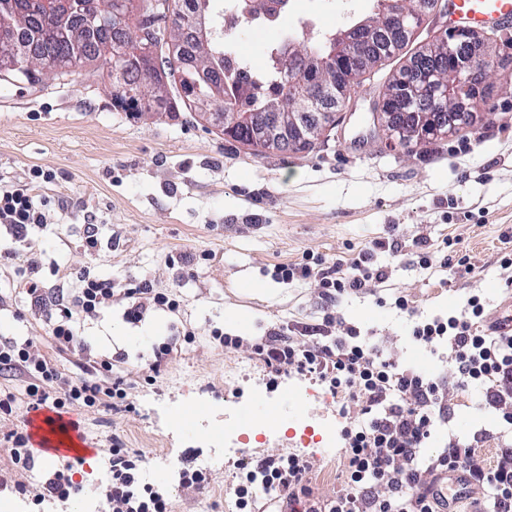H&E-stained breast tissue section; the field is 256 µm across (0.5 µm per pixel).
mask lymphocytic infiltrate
I'll use <instances>...</instances> for the list:
<instances>
[{
  "mask_svg": "<svg viewBox=\"0 0 512 512\" xmlns=\"http://www.w3.org/2000/svg\"><path fill=\"white\" fill-rule=\"evenodd\" d=\"M54 178L35 165L24 181L0 184V224L9 226L16 241L26 242L30 229L47 223V202L34 189ZM41 266L40 256L29 253L22 290L31 306L44 313L58 349L81 357V373L71 375L32 342L1 337L0 378L14 381L15 387L0 398V412L26 416L49 408L71 416L89 409L131 411L128 373L115 369L111 359L93 356L76 336L73 322L115 302L124 303L127 320L139 322L154 308L177 311L179 301L149 282L118 288L108 277L84 278L73 294L52 290L38 276ZM274 274L286 281L317 282L325 302L321 324L304 336L274 329L249 345L217 328L211 335L227 349L249 347L270 373L313 376L339 394L344 470L333 494L324 496L307 457L274 453L248 461L228 490L239 512H254L261 495L270 493L282 512H443L445 501L431 490L435 474L442 471L466 474L463 501L471 512H512V335L480 327V297L469 296L459 315L415 323L414 342L430 348L442 344L448 351L450 374H435L400 364L386 345L363 340L357 328L341 325L338 302L387 280L374 263L373 248L361 249L346 264L306 252L298 262L276 265ZM469 392L480 408L495 414L497 429L465 436L447 432L452 397ZM107 453L110 512H171L167 496L141 481L142 450L128 447L115 433ZM14 489L32 494L38 503L66 501L81 491L60 470L45 474L36 490L22 481Z\"/></svg>",
  "mask_w": 512,
  "mask_h": 512,
  "instance_id": "f902f5d3",
  "label": "lymphocytic infiltrate"
}]
</instances>
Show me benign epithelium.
I'll list each match as a JSON object with an SVG mask.
<instances>
[{"mask_svg":"<svg viewBox=\"0 0 512 512\" xmlns=\"http://www.w3.org/2000/svg\"><path fill=\"white\" fill-rule=\"evenodd\" d=\"M125 4L126 0H105V5L95 9L91 21L96 27L107 30L123 28L129 20ZM166 5L177 24L194 29L201 40H207L209 19L204 9L199 8L189 14L174 10L171 0ZM83 8L84 0H27V13L41 15L51 11L63 25L83 14ZM411 28L412 22L402 9V2L395 0L389 14L391 33L398 40ZM373 31V27L365 25L357 32L350 30L333 36L332 50L320 60L321 74L315 79L297 78L290 70L284 71L286 85L298 88L304 100L301 112H288L274 105L252 119L247 113L238 115V104L234 101L225 108L203 104L200 102L201 85L210 83V79L198 61L189 64L196 78L186 83V102L199 109V119L203 124L218 127L227 134H233L239 123L248 125L250 142L260 152L305 151L320 140L334 123L337 111L355 101L350 84L357 73L366 69L363 48ZM13 32V22L5 18L0 20V42L8 45L6 54L0 57V67H23L32 73L51 72L47 67L33 65V59L27 55L23 44L11 40ZM449 34L452 40L448 42V56L443 65L426 58L414 61L399 80L400 90L372 104L373 124L378 130L387 131L396 139L401 137L404 144L412 146L431 141L446 132L451 134L460 128H472L483 121V113L468 111V102L470 90L488 76V71L479 63L485 38L479 30L465 26H453ZM151 49L149 42L137 51L128 45L108 43L102 47L99 65L118 95L114 100L116 107L154 117L156 112L165 109V99L150 102L141 90L124 86V61L134 52L147 53ZM442 99L450 102L455 111H439Z\"/></svg>","mask_w":512,"mask_h":512,"instance_id":"7a95c632","label":"benign epithelium"}]
</instances>
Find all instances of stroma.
I'll use <instances>...</instances> for the list:
<instances>
[{"mask_svg":"<svg viewBox=\"0 0 512 512\" xmlns=\"http://www.w3.org/2000/svg\"><path fill=\"white\" fill-rule=\"evenodd\" d=\"M369 11V0H294L288 23L313 17L336 28L349 14ZM501 31L509 42L499 49L497 72L478 87L488 122L415 148L389 144L371 130L370 107L396 69L393 61L365 82L314 147L263 156L205 129L182 108L154 119L115 108L94 65L0 91V179L22 180L34 165L56 174L37 189L55 207L52 221L30 232L47 287L76 291L85 274L123 285L147 280L180 302L177 312L158 309L136 324L119 304L77 321L94 354L123 358L131 373L144 368L153 345L172 340L177 352L156 384H136L134 412L83 413L91 456L73 466L57 461L82 486L81 498L49 504L45 512H93L109 477L101 440L111 431L145 451L142 480L168 492L173 512H235L224 490L240 463L291 453L302 424L314 482L333 493L343 467L333 442L335 394L314 378L284 375L270 384L249 350H224L210 332L220 328L250 342L282 325L319 324L323 302L315 282L276 280L274 265L306 251L345 261L378 240L397 245L374 256L388 275L385 291L347 296L338 311L344 326L386 342L403 364H438L410 337L416 318L447 317L470 294L489 311L512 299L499 267L501 236L512 235V23ZM91 214L101 223L92 250L83 244ZM449 240L470 255L473 270L417 265V247L438 257ZM185 252L194 254L193 265L181 262ZM56 265L67 278L52 275ZM20 281L12 268L0 269V294L12 304L0 312V336L29 338L54 352L45 318L25 305ZM397 292L414 302L417 316L393 306ZM187 328L194 342L179 339ZM260 400L285 401L281 422L247 448L216 444L212 420ZM177 408L201 411L192 430L174 422ZM185 468L207 471L209 488L183 490Z\"/></svg>","mask_w":512,"mask_h":512,"instance_id":"35a3bbf8","label":"stroma"}]
</instances>
